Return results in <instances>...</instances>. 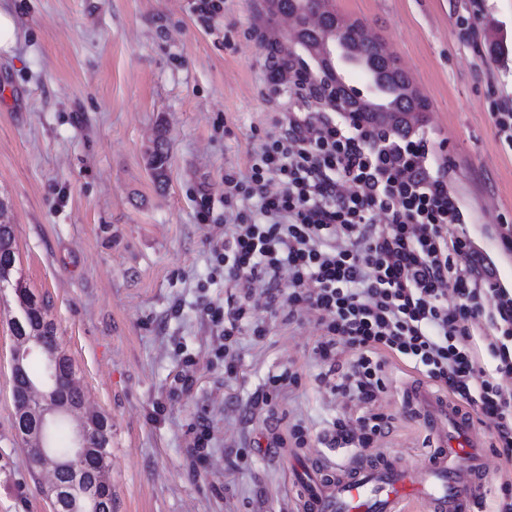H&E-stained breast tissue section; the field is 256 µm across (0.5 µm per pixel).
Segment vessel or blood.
<instances>
[{"instance_id":"obj_1","label":"vessel or blood","mask_w":512,"mask_h":512,"mask_svg":"<svg viewBox=\"0 0 512 512\" xmlns=\"http://www.w3.org/2000/svg\"><path fill=\"white\" fill-rule=\"evenodd\" d=\"M407 395L415 416L443 441L440 453L423 467L395 465L382 456L333 471H310L299 512H405L403 504L411 497L422 498L430 512H478L486 495L480 436L448 397L420 382Z\"/></svg>"}]
</instances>
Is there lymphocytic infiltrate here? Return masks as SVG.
Wrapping results in <instances>:
<instances>
[{
	"instance_id": "lymphocytic-infiltrate-1",
	"label": "lymphocytic infiltrate",
	"mask_w": 512,
	"mask_h": 512,
	"mask_svg": "<svg viewBox=\"0 0 512 512\" xmlns=\"http://www.w3.org/2000/svg\"><path fill=\"white\" fill-rule=\"evenodd\" d=\"M294 87L296 106L266 130L247 171L225 174L224 235L208 241L229 290L223 305L205 308L224 338L225 378L239 372L243 330L267 334L257 308L288 326L317 323L318 379L354 412L317 435L296 420L269 446L315 439L362 454L392 430L379 402L384 358L398 357L488 421L503 462L493 512H512V290L464 231L427 139L309 110L314 84L298 79ZM482 346L493 367L483 364ZM300 382L292 366L269 375L249 404L275 417Z\"/></svg>"
}]
</instances>
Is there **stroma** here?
Segmentation results:
<instances>
[{
  "label": "stroma",
  "instance_id": "35a3bbf8",
  "mask_svg": "<svg viewBox=\"0 0 512 512\" xmlns=\"http://www.w3.org/2000/svg\"><path fill=\"white\" fill-rule=\"evenodd\" d=\"M399 59L428 102L416 132L428 138L464 206L476 246L512 289V255L489 232L512 225V144L492 120L512 103V0H334ZM193 0H0L16 42L0 48V199L14 230V278L50 302L62 350L91 410L112 421V512H293L311 461L351 462L349 448L259 444L301 419L322 431L343 402L319 384L310 350L317 325L271 324L242 336V368L225 381L224 342L203 311L223 303L208 240L224 234V174L243 171L293 87L273 83L269 39L285 16H258L255 0H224L214 33ZM167 140L168 181L156 186L146 151ZM13 291L0 288V512H52L13 421ZM190 392L174 389L185 358ZM295 364L301 386L277 418L248 399L269 374ZM383 440L400 463L434 447L409 417L419 376L384 362ZM210 445L192 451L200 425Z\"/></svg>",
  "mask_w": 512,
  "mask_h": 512
}]
</instances>
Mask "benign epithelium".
<instances>
[{
  "mask_svg": "<svg viewBox=\"0 0 512 512\" xmlns=\"http://www.w3.org/2000/svg\"><path fill=\"white\" fill-rule=\"evenodd\" d=\"M320 54L336 60L335 75L339 84L343 68L358 59L356 53L343 47L337 34L325 40ZM28 318L26 306L18 304L11 318V323L19 328L11 350L18 435L29 444L30 464L53 474V479L42 489L44 496L52 503L66 501L68 512H94L93 494L111 488L106 472H97L91 480L86 469L87 461L98 455L99 432L104 421L101 414L86 410L84 400L70 395L80 387V378L74 370L62 372L61 363L66 355L58 338L41 330L25 333ZM37 358L44 365L39 379L29 372L30 362ZM61 418L74 422L71 446L64 455L57 453L51 441V432Z\"/></svg>",
  "mask_w": 512,
  "mask_h": 512,
  "instance_id": "1",
  "label": "benign epithelium"
}]
</instances>
